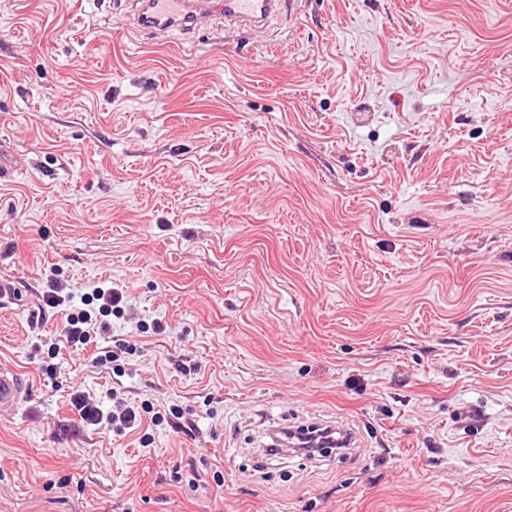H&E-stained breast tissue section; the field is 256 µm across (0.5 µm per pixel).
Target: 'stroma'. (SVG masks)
Segmentation results:
<instances>
[{
    "label": "stroma",
    "mask_w": 512,
    "mask_h": 512,
    "mask_svg": "<svg viewBox=\"0 0 512 512\" xmlns=\"http://www.w3.org/2000/svg\"><path fill=\"white\" fill-rule=\"evenodd\" d=\"M0 282V512H512V0L165 41L130 0H0ZM112 287L122 373L46 375ZM77 389L193 427L144 448ZM289 423L357 445L262 454ZM84 304L89 305L94 301L99 302V312L102 316L113 315L117 318L123 315V305L125 303L124 291L121 288H95L92 293H86ZM26 388L27 384L16 371L0 368V413L16 411ZM118 411L105 412L99 404L87 397L84 393L76 391L72 394L71 404L80 419L96 429L112 428L117 431L135 429L141 424L142 413H150V406L125 405L123 402Z\"/></svg>",
    "instance_id": "35a3bbf8"
}]
</instances>
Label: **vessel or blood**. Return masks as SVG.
<instances>
[{
	"instance_id": "obj_1",
	"label": "vessel or blood",
	"mask_w": 512,
	"mask_h": 512,
	"mask_svg": "<svg viewBox=\"0 0 512 512\" xmlns=\"http://www.w3.org/2000/svg\"><path fill=\"white\" fill-rule=\"evenodd\" d=\"M300 0H145L139 22L152 34L166 36L177 30L191 35L201 16H220L240 25L268 22L281 14L296 17ZM24 379L14 370L0 368V413L18 409L26 392Z\"/></svg>"
}]
</instances>
